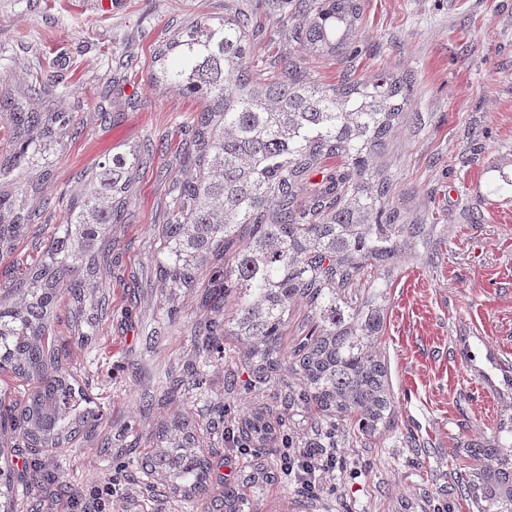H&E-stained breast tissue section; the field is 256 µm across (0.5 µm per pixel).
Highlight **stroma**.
Listing matches in <instances>:
<instances>
[{
  "mask_svg": "<svg viewBox=\"0 0 512 512\" xmlns=\"http://www.w3.org/2000/svg\"><path fill=\"white\" fill-rule=\"evenodd\" d=\"M236 0H0V76L11 86L33 75L55 78L57 101L74 112L75 130L47 184L50 203L0 260V274L42 254L66 200L84 174L115 153L155 144L140 165L132 200L112 227V308L91 343H78L67 304L56 314L71 372L102 413L96 439L46 449L51 479L25 493L17 512H209L223 482L246 480L248 463L274 472L286 441L322 440L315 420L292 412L262 455L210 432L211 399L234 425L271 402L274 390L249 384L232 348L215 352L203 389L191 376L193 327L214 287L170 294L155 257L169 221L172 176L194 171L185 142L201 99L153 89L154 52L168 32L197 16L220 17ZM349 58H320L274 35L281 0H265L253 27L250 69L278 76L292 56L320 82L341 73L368 80L387 70L410 78L411 117L389 142L381 167L385 203L408 222L432 225L416 257L389 273L380 351L395 416L369 438L337 431L349 468L321 498L301 496L274 477L252 512H469L454 477L468 471L472 439L492 437L512 417V0H361ZM110 120H102V113ZM190 413L215 451L221 482L188 504L151 493L128 466L149 447L157 425Z\"/></svg>",
  "mask_w": 512,
  "mask_h": 512,
  "instance_id": "stroma-1",
  "label": "stroma"
}]
</instances>
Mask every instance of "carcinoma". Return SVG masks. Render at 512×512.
<instances>
[{
  "label": "carcinoma",
  "instance_id": "obj_1",
  "mask_svg": "<svg viewBox=\"0 0 512 512\" xmlns=\"http://www.w3.org/2000/svg\"><path fill=\"white\" fill-rule=\"evenodd\" d=\"M248 3L222 18L198 16L171 31L155 54L152 87L203 100L189 132L197 171L169 183L173 207L156 257L169 291L194 287L203 274L235 305L230 326L210 318L194 331L195 355L207 364L224 337L259 388L286 383L285 411L257 412L245 429L286 427L302 408L336 427L348 422L376 434L394 415L379 353L387 281L380 268L412 251L425 224H399L384 213L386 186L378 159L408 117L413 85L382 72L368 81L345 73L335 84L312 79L300 61L281 63L275 81L249 78L253 53ZM360 0H297L274 33L315 55H344L361 21ZM37 77L0 92L8 149L0 153V258L25 236L46 204L45 187L62 159L75 116L51 103ZM336 167L327 168L329 160ZM142 155L117 153L97 164L92 188L72 196L42 258L22 277L0 281V370L30 385L22 402L0 398V444L12 438L39 451L65 448L97 425L98 411L62 362L52 334L59 300L70 302L72 326L93 335L109 308L102 270L112 225L128 200ZM321 175L320 181L311 176ZM369 277L367 295L346 287ZM305 302L316 330L287 358L282 329L289 306ZM292 381L285 382L286 376ZM479 461L457 479L477 512H512V417L497 437L470 448ZM144 485L191 501L213 483L212 454L200 448L189 417L162 423L153 446L137 456ZM50 480L38 460L25 474L0 469V499L15 512L18 485ZM213 512H249L250 497L226 483Z\"/></svg>",
  "mask_w": 512,
  "mask_h": 512
}]
</instances>
